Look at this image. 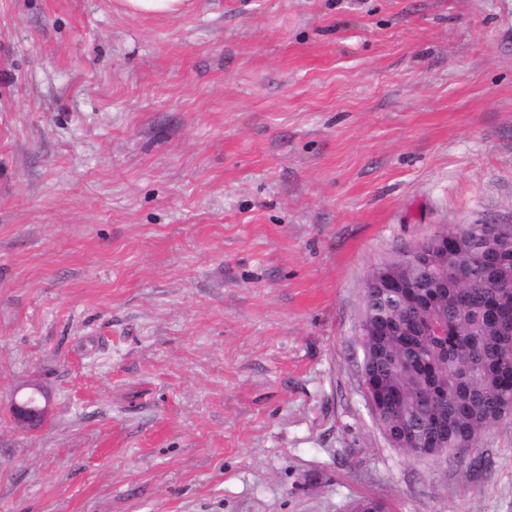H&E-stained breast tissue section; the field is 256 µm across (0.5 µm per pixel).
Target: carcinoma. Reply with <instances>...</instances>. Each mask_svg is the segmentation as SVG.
I'll list each match as a JSON object with an SVG mask.
<instances>
[{
    "instance_id": "obj_1",
    "label": "carcinoma",
    "mask_w": 512,
    "mask_h": 512,
    "mask_svg": "<svg viewBox=\"0 0 512 512\" xmlns=\"http://www.w3.org/2000/svg\"><path fill=\"white\" fill-rule=\"evenodd\" d=\"M448 233V266L394 262L407 290L448 282L429 325L407 327L405 295L379 288L367 324H392L389 336H366L361 371L376 394L391 402L383 417L389 431L409 434L407 450L472 448L512 404V224L497 227L489 243L483 224H457ZM353 512H391L390 505L362 498Z\"/></svg>"
}]
</instances>
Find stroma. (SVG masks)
Returning a JSON list of instances; mask_svg holds the SVG:
<instances>
[{"instance_id":"35a3bbf8","label":"stroma","mask_w":512,"mask_h":512,"mask_svg":"<svg viewBox=\"0 0 512 512\" xmlns=\"http://www.w3.org/2000/svg\"><path fill=\"white\" fill-rule=\"evenodd\" d=\"M491 222L512 0H0V512H512V418L411 456L360 376L370 272ZM131 15L173 16L182 13L190 0H124ZM50 406V398L42 391L35 389L13 406L14 420L29 429H36L44 422Z\"/></svg>"}]
</instances>
